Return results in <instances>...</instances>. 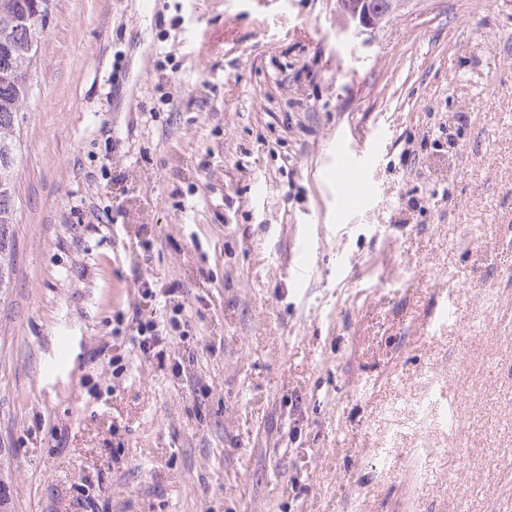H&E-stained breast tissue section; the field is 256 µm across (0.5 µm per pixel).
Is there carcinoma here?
I'll return each instance as SVG.
<instances>
[{
	"instance_id": "carcinoma-1",
	"label": "carcinoma",
	"mask_w": 512,
	"mask_h": 512,
	"mask_svg": "<svg viewBox=\"0 0 512 512\" xmlns=\"http://www.w3.org/2000/svg\"><path fill=\"white\" fill-rule=\"evenodd\" d=\"M48 2L0 0V300L13 287L17 261L15 182L20 163V113L29 93L19 76L33 67L41 48L26 18L37 12L47 18Z\"/></svg>"
}]
</instances>
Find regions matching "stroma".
<instances>
[{
	"label": "stroma",
	"mask_w": 512,
	"mask_h": 512,
	"mask_svg": "<svg viewBox=\"0 0 512 512\" xmlns=\"http://www.w3.org/2000/svg\"><path fill=\"white\" fill-rule=\"evenodd\" d=\"M20 142L0 512H512V0H51ZM371 1L373 0H336V8L338 10L339 7L346 28H353L356 34H361L379 27L381 20L375 15L378 9ZM337 151L339 152L345 166V183L354 184L367 175L366 166L363 162L357 160L351 155V152L345 141L337 143ZM132 322L136 325L137 337H134V346L138 348V352L144 359L155 356L154 350L163 340V329L160 328L158 322L154 319L142 320L141 310L137 304L133 307Z\"/></svg>",
	"instance_id": "stroma-1"
}]
</instances>
